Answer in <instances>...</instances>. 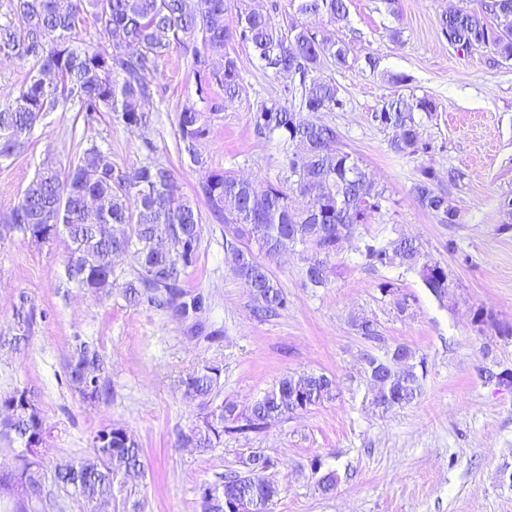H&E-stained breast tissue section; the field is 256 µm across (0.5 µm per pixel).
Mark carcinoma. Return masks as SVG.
Here are the masks:
<instances>
[{"label": "carcinoma", "mask_w": 512, "mask_h": 512, "mask_svg": "<svg viewBox=\"0 0 512 512\" xmlns=\"http://www.w3.org/2000/svg\"><path fill=\"white\" fill-rule=\"evenodd\" d=\"M297 10L302 15H325L331 23L348 15L346 0H299ZM86 14L93 17L98 38L82 48L77 36ZM440 25L448 42L462 51L489 48L501 60H512V0H481L477 11L456 8L442 15ZM234 39L250 45L274 77L288 80L285 91L299 101L296 111L271 99L250 113L258 134L276 137L282 144L284 176L275 183L211 169L198 152L212 120L239 92L237 60L224 52ZM176 46L191 55L198 97L177 113L176 149L200 168L196 195L204 199L211 216L228 227L231 240L226 245L236 256L233 273L262 312L275 314L287 308L288 298L257 253L272 258L302 247L307 253L301 268L304 287L326 288L336 275V242L353 237L387 201L384 189L359 160L337 147L334 129L315 118L343 106L336 85L315 76L328 59L346 61L349 48L343 41L319 39L299 25L284 31L271 13L249 8L246 0H0V59L28 68L23 83L0 93V162L25 153L36 129L61 106L87 125L108 115L130 132L149 126L152 78ZM436 109L429 97H401L384 104L374 119L394 131L395 152L415 155L427 150L416 113ZM155 154L156 146L147 141L140 163L123 168L111 151L92 143L63 166L48 160L0 222L36 245L65 242L66 279L96 296L112 290L115 261L131 252L137 268L123 284L129 304H174L184 313L201 312L202 297L185 300L181 277L196 260L203 218L189 199L171 192L174 172ZM436 179L435 171L421 169L414 197L440 223L454 224L458 206L435 190ZM91 196L104 199L106 208L88 210L85 200ZM99 224H112L119 231L101 238ZM359 254L372 268L398 266L416 273L440 300L454 288L448 266L428 257L413 238L366 244ZM379 289L400 312L409 309L410 296L393 282L384 281ZM475 315L498 336L512 337V327L499 324L484 309H476ZM32 324L33 312L22 301L15 311L13 334L0 338V348L26 345ZM352 326L365 341L382 342L375 322L355 318ZM411 356L402 343L381 356L365 353V375L376 406L388 410L417 397V367L424 361L411 364ZM103 373L99 351L87 342L76 344L66 366L70 388L83 399L98 401L110 390ZM220 378V368L205 365L187 373L180 385L207 410ZM305 383L327 386L323 373L285 376L247 407L244 421H239L238 405L228 400L222 425H212L206 413L187 437L198 452L206 453L226 434H260L288 414L292 396ZM0 408L11 413L8 420L0 419V436L21 447L48 432L44 413L29 391L0 394ZM74 467L60 473L58 480L61 489L74 490L86 512H96L102 498L117 503L122 512H141V502L132 498L123 476L144 467L143 448L125 427L114 424L99 430ZM46 479L42 459L17 455L13 467L0 470V488L16 482L23 495L0 493V503L11 505L8 512H47L50 504L41 497ZM218 487L220 495L201 499L202 512H226V495L275 499L281 494L275 481L257 485L236 470L225 473Z\"/></svg>", "instance_id": "carcinoma-1"}]
</instances>
